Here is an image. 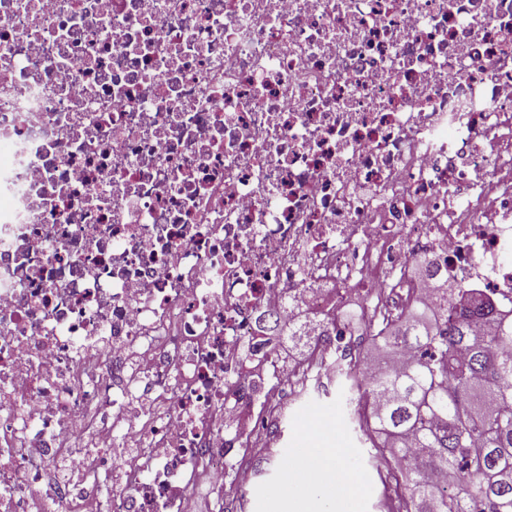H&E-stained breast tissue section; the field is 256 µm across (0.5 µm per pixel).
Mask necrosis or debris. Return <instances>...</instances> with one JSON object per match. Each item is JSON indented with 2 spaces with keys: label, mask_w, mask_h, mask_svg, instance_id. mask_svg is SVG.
I'll return each instance as SVG.
<instances>
[{
  "label": "necrosis or debris",
  "mask_w": 512,
  "mask_h": 512,
  "mask_svg": "<svg viewBox=\"0 0 512 512\" xmlns=\"http://www.w3.org/2000/svg\"><path fill=\"white\" fill-rule=\"evenodd\" d=\"M424 258L512 307V0H0V512L247 487ZM260 322L262 325V328L270 332V335L273 336H281L279 337L274 343L272 344V347L274 350H281L282 347H287L288 350H290V358L294 361L302 359L307 356L311 345H313L314 341L317 339V336H311V338L308 340V344L303 345V342L306 341V339L303 340L302 343L299 345H295V343L292 340L289 339H298L301 340L303 335V331L306 329V323L304 322H296L294 324H281L277 320H266L265 315H262L260 317ZM288 333V334H285ZM286 335V336H285Z\"/></svg>",
  "instance_id": "necrosis-or-debris-1"
}]
</instances>
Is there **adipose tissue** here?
<instances>
[{"label": "adipose tissue", "instance_id": "1", "mask_svg": "<svg viewBox=\"0 0 512 512\" xmlns=\"http://www.w3.org/2000/svg\"><path fill=\"white\" fill-rule=\"evenodd\" d=\"M301 469L310 483L307 499L316 503L320 512H352L351 505L343 503L336 493V486L344 477L336 449H309L302 459Z\"/></svg>", "mask_w": 512, "mask_h": 512}]
</instances>
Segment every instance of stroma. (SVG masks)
<instances>
[{
	"label": "stroma",
	"instance_id": "1",
	"mask_svg": "<svg viewBox=\"0 0 512 512\" xmlns=\"http://www.w3.org/2000/svg\"><path fill=\"white\" fill-rule=\"evenodd\" d=\"M356 396L349 380L328 370L299 395L287 398L281 417L282 447L256 449L252 484L231 502L210 493L208 512H291L287 463L310 448L337 449L350 478L349 496L356 512H400L402 503L395 494H382L378 487L375 450L351 422Z\"/></svg>",
	"mask_w": 512,
	"mask_h": 512
}]
</instances>
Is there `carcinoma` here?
Instances as JSON below:
<instances>
[{"mask_svg":"<svg viewBox=\"0 0 512 512\" xmlns=\"http://www.w3.org/2000/svg\"><path fill=\"white\" fill-rule=\"evenodd\" d=\"M441 281L436 306L410 304L376 324L379 352L350 334L333 368L373 361L352 422L400 464L405 512H512V307ZM273 336L301 339L306 323L260 317Z\"/></svg>","mask_w":512,"mask_h":512,"instance_id":"1","label":"carcinoma"}]
</instances>
